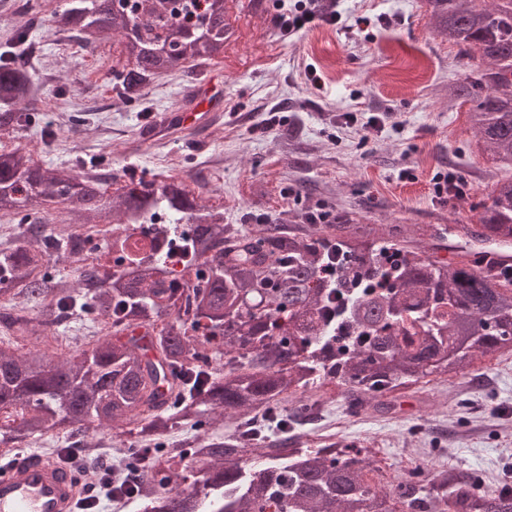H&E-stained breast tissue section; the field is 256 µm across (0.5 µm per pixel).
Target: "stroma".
I'll list each match as a JSON object with an SVG mask.
<instances>
[{
	"label": "stroma",
	"instance_id": "35a3bbf8",
	"mask_svg": "<svg viewBox=\"0 0 512 512\" xmlns=\"http://www.w3.org/2000/svg\"><path fill=\"white\" fill-rule=\"evenodd\" d=\"M68 0H0V49L16 23H28L32 71L49 103L38 127L7 137L30 150L36 162L75 165L104 157L117 177L186 179L201 196L223 197L224 221L252 227L271 212L276 224L303 223L318 205L350 214L359 224H401L414 231L449 224L453 232L437 257L459 261L461 227L477 223L495 180L484 145L470 129L464 108L449 107L459 68L455 49L438 35L423 0H336L341 20L284 34L281 13L295 0H232L237 28L223 55L192 71L155 79L143 99L123 105L111 82L125 63L117 43L84 48L73 34L48 29L52 12ZM213 69L222 78L213 98L224 112L213 126L167 129L142 138L157 115L188 98ZM356 113L347 124L346 113ZM381 129L362 128L371 116ZM60 134L45 141L44 127ZM459 173L464 196L437 199L436 174ZM302 193L283 199L285 186ZM430 405L411 397L388 413L351 411L343 395L317 399L301 425L306 434L335 422L347 447L375 434L390 436L380 458L386 472L399 466L404 443L420 461L441 467L455 443L456 468L483 475L487 484L512 480V354L475 364L465 375L429 386Z\"/></svg>",
	"mask_w": 512,
	"mask_h": 512
}]
</instances>
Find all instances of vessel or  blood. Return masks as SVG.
Instances as JSON below:
<instances>
[{"label":"vessel or blood","instance_id":"obj_1","mask_svg":"<svg viewBox=\"0 0 512 512\" xmlns=\"http://www.w3.org/2000/svg\"><path fill=\"white\" fill-rule=\"evenodd\" d=\"M196 112H166L158 126L196 127ZM83 477L42 455L17 456L0 465V512H76Z\"/></svg>","mask_w":512,"mask_h":512}]
</instances>
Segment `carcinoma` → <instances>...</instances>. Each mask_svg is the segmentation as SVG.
Wrapping results in <instances>:
<instances>
[{
    "mask_svg": "<svg viewBox=\"0 0 512 512\" xmlns=\"http://www.w3.org/2000/svg\"><path fill=\"white\" fill-rule=\"evenodd\" d=\"M448 45L457 48L455 96L491 160L512 165V0H424ZM205 15L199 33L170 24ZM50 26L76 32L84 47L117 38L125 55L115 80L128 104L155 78L224 53L235 36L227 0H140L134 15L102 0H69ZM16 27L0 54V132L35 122L44 102ZM182 43L180 55L168 53ZM61 206L42 231L40 215ZM166 208L193 224L190 259L167 269L135 249L112 273L75 258L79 237ZM0 233L22 235L0 249V446L13 451L56 429L94 424L116 436L137 429L152 447L122 462L143 512H512V485L481 487L455 468L421 469L396 488L369 484L365 448L332 443L311 454L292 436L305 398L329 379L362 410L391 409L397 394L451 380L477 360L512 351V174L494 183L474 238L483 247L448 263L426 254L401 224L224 223V209L195 196L180 177L121 182L95 169L39 165L23 147H0ZM336 243L329 256L327 244ZM336 260V281L321 267ZM76 265L77 279L56 274ZM381 283L349 288L351 274ZM40 308V319L27 313ZM97 313L98 330L69 356L52 349L55 327ZM144 327L147 334H133ZM234 420L213 432L212 416ZM191 469L194 480L178 473Z\"/></svg>",
    "mask_w": 512,
    "mask_h": 512,
    "instance_id": "carcinoma-1",
    "label": "carcinoma"
}]
</instances>
